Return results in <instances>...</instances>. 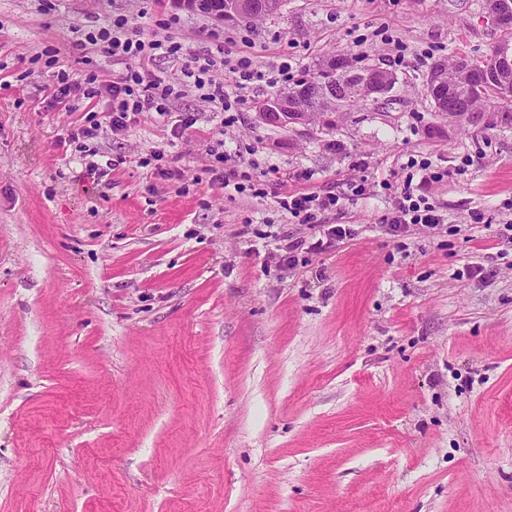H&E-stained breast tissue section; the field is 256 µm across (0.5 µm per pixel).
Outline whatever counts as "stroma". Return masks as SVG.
<instances>
[{
	"mask_svg": "<svg viewBox=\"0 0 512 512\" xmlns=\"http://www.w3.org/2000/svg\"><path fill=\"white\" fill-rule=\"evenodd\" d=\"M481 2L285 0L220 23L173 0H0V512H512V124L449 128L424 86L436 61L493 54ZM174 12L180 56L151 71L220 40L298 79L333 55L384 64L392 99L276 126L257 112L273 87L231 116L190 87L60 145L90 104L48 107L57 72L123 70L71 26L150 37ZM218 145L226 170L275 166L265 195L210 184ZM87 151L115 169L86 178ZM156 151L179 177L141 166ZM407 179L443 229L387 234ZM294 190L339 195L321 221L354 237L271 258L267 232L309 233L276 203Z\"/></svg>",
	"mask_w": 512,
	"mask_h": 512,
	"instance_id": "stroma-1",
	"label": "stroma"
}]
</instances>
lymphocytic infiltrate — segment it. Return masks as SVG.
Wrapping results in <instances>:
<instances>
[{"instance_id":"1","label":"lymphocytic infiltrate","mask_w":512,"mask_h":512,"mask_svg":"<svg viewBox=\"0 0 512 512\" xmlns=\"http://www.w3.org/2000/svg\"><path fill=\"white\" fill-rule=\"evenodd\" d=\"M72 32L78 44L101 48L113 61L125 63L126 68L109 82L99 81L92 73L75 78L66 72L58 73L51 100L64 105L76 98L105 100L109 124L116 133L127 130L134 115L143 112L166 114L170 96L188 85L200 91L203 101L216 105L220 111L233 112L240 102V90L246 89L248 84L264 82L274 86L288 83L292 77L288 62H281L275 70L266 73L255 68L250 57L243 56L235 59L231 66L239 81L237 92L230 93L212 77L216 58L211 52L192 56L179 73L170 76L161 77L147 70L146 62L179 55L182 46L172 35L147 38L122 19L107 21L89 30L76 26ZM277 202L299 223L310 225L312 229L306 238H280L277 249L289 261H296L298 252L319 253L333 242L355 234L351 227L318 221L321 214L337 209L339 197L335 193L289 191L281 194ZM443 222L444 217L436 206L425 197L415 195L408 181L404 182L384 219L387 233L395 237L407 233L413 225L434 229Z\"/></svg>"}]
</instances>
